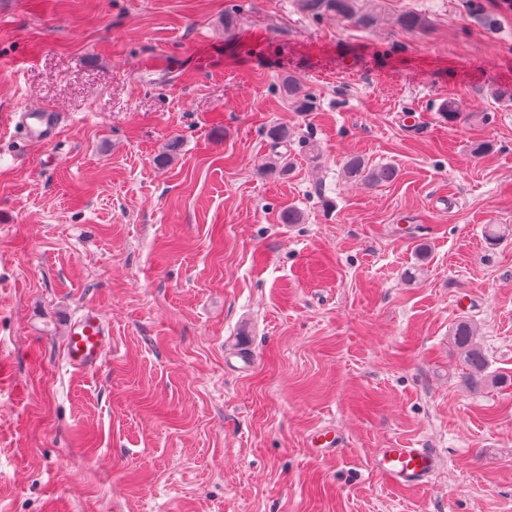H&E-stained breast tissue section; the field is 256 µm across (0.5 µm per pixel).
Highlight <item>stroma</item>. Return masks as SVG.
Masks as SVG:
<instances>
[{
  "label": "stroma",
  "mask_w": 512,
  "mask_h": 512,
  "mask_svg": "<svg viewBox=\"0 0 512 512\" xmlns=\"http://www.w3.org/2000/svg\"><path fill=\"white\" fill-rule=\"evenodd\" d=\"M376 3L362 30L299 0H0V512H512V236L484 240L512 226V0ZM22 105L64 113L50 148ZM273 124L317 162L260 176ZM350 155L398 177L347 182ZM85 309L112 335L77 371ZM462 318L505 386H466ZM381 448L439 464L395 488ZM279 91L289 103H291L298 112H309L314 105L313 96L310 93L302 94L301 88L290 77L282 80Z\"/></svg>",
  "instance_id": "obj_1"
}]
</instances>
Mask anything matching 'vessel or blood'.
Wrapping results in <instances>:
<instances>
[{
	"label": "vessel or blood",
	"mask_w": 512,
	"mask_h": 512,
	"mask_svg": "<svg viewBox=\"0 0 512 512\" xmlns=\"http://www.w3.org/2000/svg\"><path fill=\"white\" fill-rule=\"evenodd\" d=\"M14 117L32 143L48 147L57 139L60 125L58 112L47 108H22ZM108 332L101 317L83 314L69 327L66 336V360L78 371L95 367L101 360ZM436 466V458L424 448H382L372 460L375 472L398 487L424 484Z\"/></svg>",
	"instance_id": "obj_1"
}]
</instances>
